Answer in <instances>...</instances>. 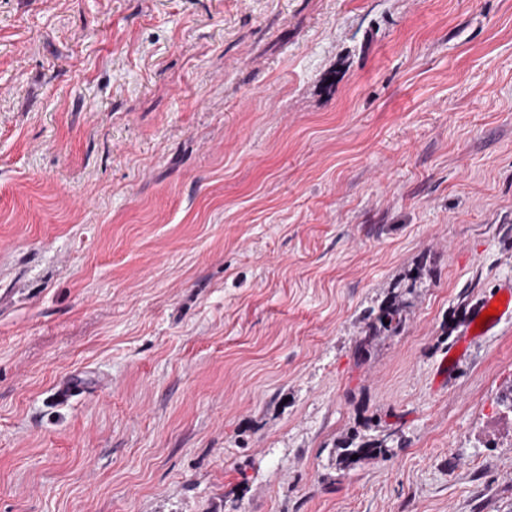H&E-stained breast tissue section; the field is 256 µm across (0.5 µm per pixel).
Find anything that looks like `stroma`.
<instances>
[{
  "label": "stroma",
  "mask_w": 512,
  "mask_h": 512,
  "mask_svg": "<svg viewBox=\"0 0 512 512\" xmlns=\"http://www.w3.org/2000/svg\"><path fill=\"white\" fill-rule=\"evenodd\" d=\"M503 286L512 0H0V512H512ZM512 287L510 286H504L499 288L496 292L491 294L490 297H488L485 305L477 312L473 314L472 321H471V328H472V335L474 336H482L485 333H487L489 330H491L496 323L498 322L499 318H501L505 313H509L512 311ZM494 306V308H497V315L492 316L486 320L484 324L481 325L479 331L474 330V326L477 324V319L480 317L481 314L484 313V311H489L490 307ZM401 313L402 305L396 301V299L381 305L379 307L378 313L367 324V329L364 331V336H359V338L356 340V352L359 355L367 354V347L382 330L391 331L394 333L399 331L403 323ZM383 319L389 321V324H385ZM391 436V434L385 435L384 438L378 440L374 443H366V442H355L354 439H351L344 446L341 447V457L342 461L346 464L356 463L362 458L370 456L371 454L378 452H385L388 448L386 447V441ZM353 455H358L357 459H352Z\"/></svg>",
  "instance_id": "35a3bbf8"
}]
</instances>
